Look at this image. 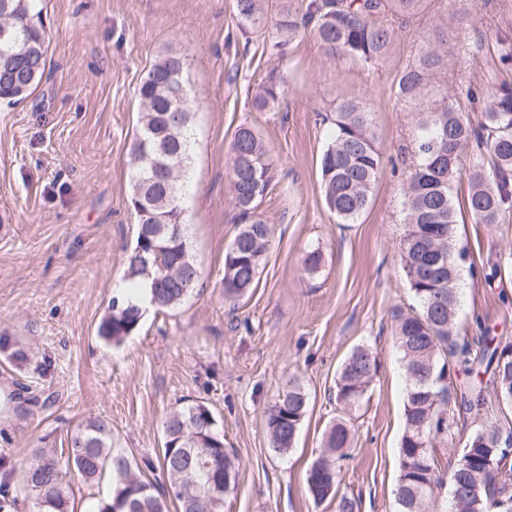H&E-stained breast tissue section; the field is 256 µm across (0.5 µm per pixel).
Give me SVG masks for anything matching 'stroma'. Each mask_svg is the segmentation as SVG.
<instances>
[{
	"label": "stroma",
	"mask_w": 512,
	"mask_h": 512,
	"mask_svg": "<svg viewBox=\"0 0 512 512\" xmlns=\"http://www.w3.org/2000/svg\"><path fill=\"white\" fill-rule=\"evenodd\" d=\"M50 24L47 72L35 91L0 104V470L33 448L61 450L82 419L112 423V445L134 465L156 461L162 424L179 404L206 403L224 445L238 458L224 512H334L315 503L307 470L339 415L336 373L358 345L377 354L379 373L353 411V449L339 494L359 512H397L405 378L393 342L396 309L413 302L400 259L402 183L416 115L449 99L480 123L484 99L468 86L512 77L494 53L512 28V0H429L397 28L382 61L329 55L313 32L290 43L288 91L274 110L251 107L276 60L235 25L233 0H44ZM448 33L445 65L421 100L398 101L395 86L426 48ZM187 55L194 96L191 189L183 202L199 285L179 307L147 312L118 346L98 335L122 284L135 217L129 154L139 118L135 90L161 51ZM355 98L373 117L383 164L363 214L339 223L326 207L319 157L320 115ZM260 134L276 177L259 211L273 228L252 292L224 299V255L238 231L231 204L229 145L240 123ZM467 260L487 265L512 253V222L458 226ZM319 250L318 272L303 266ZM460 335L480 328L512 341V274L492 282L462 274ZM26 358L14 362L11 349ZM309 407L293 448L270 446L266 409L288 381Z\"/></svg>",
	"instance_id": "1"
}]
</instances>
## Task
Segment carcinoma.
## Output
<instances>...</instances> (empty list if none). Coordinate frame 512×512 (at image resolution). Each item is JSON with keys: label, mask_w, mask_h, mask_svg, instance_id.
<instances>
[{"label": "carcinoma", "mask_w": 512, "mask_h": 512, "mask_svg": "<svg viewBox=\"0 0 512 512\" xmlns=\"http://www.w3.org/2000/svg\"><path fill=\"white\" fill-rule=\"evenodd\" d=\"M41 0H0V102L28 98L47 69L49 28ZM426 0H307L301 14L282 6L272 12L264 0H234L242 34L262 41L263 50L279 60L301 30L313 31L333 56L371 65L387 54L395 23L406 24L422 12ZM428 47L403 70L397 97L405 102L420 95L426 80L443 66L448 38L433 30ZM499 62L512 68V32L497 40ZM185 56L177 50L162 54L137 89L138 126L130 150L135 216L133 245L143 244L147 264L128 251L124 280L145 285L134 295L118 291L99 325V336L119 345L137 331L145 313L179 306L195 289L200 271L192 253L181 207L184 176L191 159L194 120L192 90ZM288 89V75L274 67L267 73L252 106L274 109ZM473 98L485 97L484 121L473 126L454 104L442 102L416 122L412 161L402 185L406 211L400 242L401 266L416 302L394 316L393 340L401 353L405 376L404 431L399 448V475L393 495L399 512H428L436 493L449 482V512H512V464L504 461L512 431L503 435L498 422L468 436L448 478L435 455L448 442V422L459 413L489 411L488 395L512 407V342H495L487 331L470 342L455 327L457 282L464 250L458 248V209L452 183L463 167L462 153L476 145L469 160L470 190L462 209L476 224H502L512 218V81L470 87ZM328 145L320 161L327 208L341 224L354 222L367 208L383 163L372 128L371 113L354 98L345 99L327 117ZM232 204L240 228L224 257V299L237 300L255 287L266 264L272 228L258 207L274 177L269 151L252 125H238L230 142ZM496 262L491 270L470 266L471 277L490 281L508 271ZM486 365L489 381H474L466 390H451L452 376L471 374ZM379 368L376 354L357 346L336 376V405L341 414L327 429L323 453L310 465L307 485L317 503H336V512H359V502L337 496L338 462L353 441L345 414L362 402ZM308 409V396L292 382L267 407L270 446L290 451ZM194 449L191 459L176 465L173 456ZM67 465L83 480L109 476L112 496L95 512H224V495L235 483V457L224 448L217 418L202 402L169 412L163 422L160 466L166 484L137 472L129 456L112 451V423L93 417L67 437ZM33 495L39 512H74L68 472L52 451L35 448L18 474L17 483L0 485V512L20 494Z\"/></svg>", "instance_id": "carcinoma-1"}]
</instances>
